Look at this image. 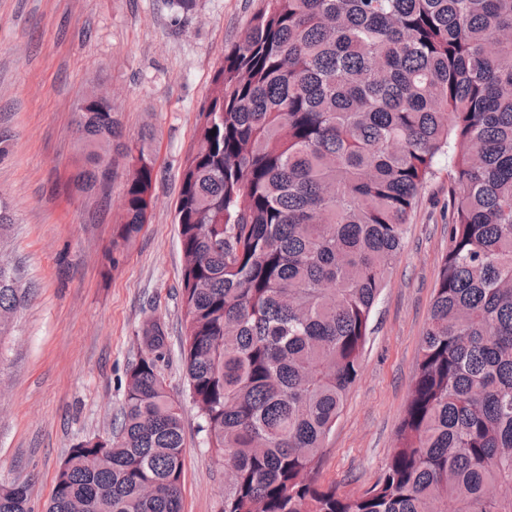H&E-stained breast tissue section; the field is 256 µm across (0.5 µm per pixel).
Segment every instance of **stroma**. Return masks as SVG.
Returning a JSON list of instances; mask_svg holds the SVG:
<instances>
[{
	"instance_id": "obj_1",
	"label": "stroma",
	"mask_w": 512,
	"mask_h": 512,
	"mask_svg": "<svg viewBox=\"0 0 512 512\" xmlns=\"http://www.w3.org/2000/svg\"><path fill=\"white\" fill-rule=\"evenodd\" d=\"M261 0H0V195L14 210L5 253L33 293L0 337V483L29 488L45 512L58 467L86 436L111 432L142 321L165 322L160 363L183 408V512H222L224 464L206 447L181 357L182 255L175 224L183 161L224 49ZM111 93L124 140L151 132L155 185L149 221L110 276L103 252L122 214L126 163L103 192L72 180L75 110ZM452 162L441 158L421 191L404 247L376 302L358 380L327 441L323 484L354 497L391 455L417 372L438 268L448 249Z\"/></svg>"
}]
</instances>
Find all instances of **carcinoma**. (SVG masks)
<instances>
[{
	"instance_id": "cac0c4a2",
	"label": "carcinoma",
	"mask_w": 512,
	"mask_h": 512,
	"mask_svg": "<svg viewBox=\"0 0 512 512\" xmlns=\"http://www.w3.org/2000/svg\"><path fill=\"white\" fill-rule=\"evenodd\" d=\"M78 180L128 160L110 274L154 166L82 102ZM448 251L396 444L362 496L319 481L381 289L438 160ZM183 355L224 512H512V0H262L198 113L176 207ZM0 256V336L29 299ZM108 445L69 448L47 512H181L180 404L147 316ZM0 512L28 488L0 486Z\"/></svg>"
}]
</instances>
